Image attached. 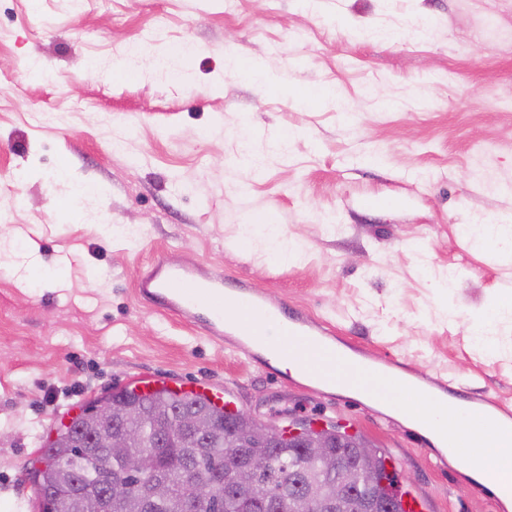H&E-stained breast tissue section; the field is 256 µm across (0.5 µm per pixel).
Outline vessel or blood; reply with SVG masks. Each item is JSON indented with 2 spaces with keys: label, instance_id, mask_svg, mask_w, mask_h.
<instances>
[{
  "label": "vessel or blood",
  "instance_id": "vessel-or-blood-1",
  "mask_svg": "<svg viewBox=\"0 0 512 512\" xmlns=\"http://www.w3.org/2000/svg\"><path fill=\"white\" fill-rule=\"evenodd\" d=\"M138 291L146 303L190 322L262 366H269L284 345L295 344L304 358V380L328 392L336 388L337 366L349 359L348 351L336 345L334 328L301 309L271 301L242 278L160 259L141 274ZM430 382L432 398L449 412L467 415L496 436L512 432V421L502 419L504 407L496 400L470 397L458 379L437 375Z\"/></svg>",
  "mask_w": 512,
  "mask_h": 512
}]
</instances>
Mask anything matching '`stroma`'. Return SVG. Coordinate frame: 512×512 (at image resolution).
<instances>
[{
  "mask_svg": "<svg viewBox=\"0 0 512 512\" xmlns=\"http://www.w3.org/2000/svg\"><path fill=\"white\" fill-rule=\"evenodd\" d=\"M387 27L404 38L370 37ZM151 34L150 57L115 77ZM187 41L191 80L159 77L153 55ZM228 52L263 80L226 74ZM315 85L340 105L299 102ZM246 117L267 155L257 175L238 160ZM281 130L284 155L268 150ZM79 184L93 193L72 198ZM486 217L512 225V0H0V241L24 232L65 277L27 288L0 265V512H40L27 470L48 437L145 377L222 389L262 421L341 424L386 452L423 512H512L403 425L270 379L136 293L155 260L211 267L331 323L363 358L512 405V322L492 355L472 334L512 299V241L460 233ZM245 224L285 226L298 261L232 249Z\"/></svg>",
  "mask_w": 512,
  "mask_h": 512,
  "instance_id": "35a3bbf8",
  "label": "stroma"
}]
</instances>
